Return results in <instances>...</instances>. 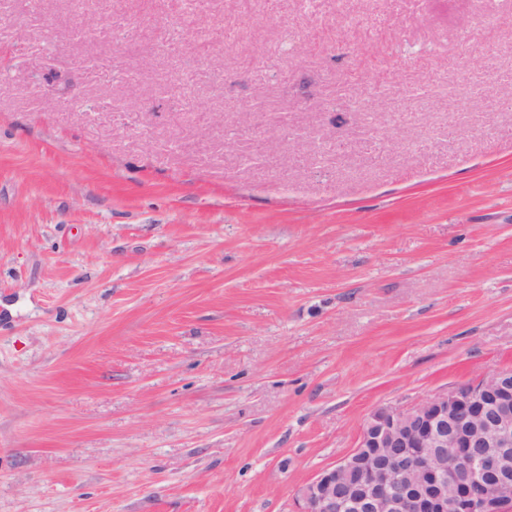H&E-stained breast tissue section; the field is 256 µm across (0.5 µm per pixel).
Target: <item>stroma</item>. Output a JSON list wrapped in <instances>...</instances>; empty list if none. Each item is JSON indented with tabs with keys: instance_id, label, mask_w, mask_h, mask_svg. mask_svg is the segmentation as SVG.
<instances>
[{
	"instance_id": "35a3bbf8",
	"label": "stroma",
	"mask_w": 512,
	"mask_h": 512,
	"mask_svg": "<svg viewBox=\"0 0 512 512\" xmlns=\"http://www.w3.org/2000/svg\"><path fill=\"white\" fill-rule=\"evenodd\" d=\"M107 10L0 25V512H290L512 367V0Z\"/></svg>"
}]
</instances>
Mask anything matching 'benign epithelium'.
Returning a JSON list of instances; mask_svg holds the SVG:
<instances>
[{
    "label": "benign epithelium",
    "mask_w": 512,
    "mask_h": 512,
    "mask_svg": "<svg viewBox=\"0 0 512 512\" xmlns=\"http://www.w3.org/2000/svg\"><path fill=\"white\" fill-rule=\"evenodd\" d=\"M294 512H512V369L371 412Z\"/></svg>",
    "instance_id": "benign-epithelium-1"
}]
</instances>
